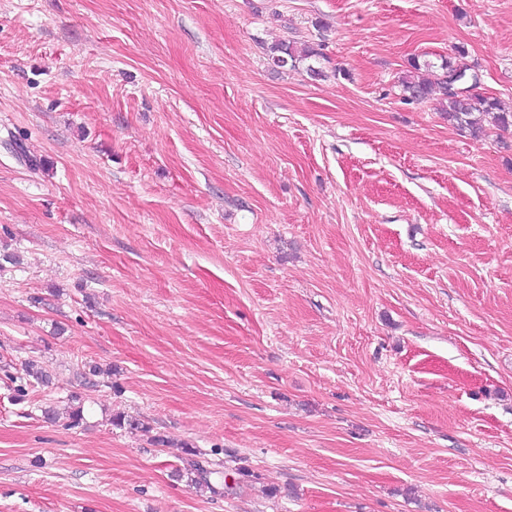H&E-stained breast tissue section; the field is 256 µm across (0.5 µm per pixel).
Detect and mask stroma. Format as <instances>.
<instances>
[{
  "label": "stroma",
  "instance_id": "1",
  "mask_svg": "<svg viewBox=\"0 0 512 512\" xmlns=\"http://www.w3.org/2000/svg\"><path fill=\"white\" fill-rule=\"evenodd\" d=\"M458 46L512 111V0H0V512H512V131L400 87ZM319 52L313 46L304 44L298 48L294 42H281L271 49V60L278 67H286L291 62V66H295L297 60H304L313 56H318Z\"/></svg>",
  "mask_w": 512,
  "mask_h": 512
}]
</instances>
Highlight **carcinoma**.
Returning <instances> with one entry per match:
<instances>
[{
	"mask_svg": "<svg viewBox=\"0 0 512 512\" xmlns=\"http://www.w3.org/2000/svg\"><path fill=\"white\" fill-rule=\"evenodd\" d=\"M317 55L318 50L309 44L299 48L294 44L281 42L271 49V60L278 67H285L290 63L294 65L298 60ZM466 58L465 49L459 48L454 57L442 61L438 66L428 62L421 64L418 59H411V70L401 80L405 99L421 103L428 100L434 89L438 88L446 101L448 122L459 130H467L477 137L484 132L483 117L490 116L498 130L511 131L512 113L503 111L494 98L478 91L477 87L459 93L448 91V74L464 64ZM26 373L37 384L47 386L50 383L49 373L35 361L28 362Z\"/></svg>",
	"mask_w": 512,
	"mask_h": 512,
	"instance_id": "cac0c4a2",
	"label": "carcinoma"
}]
</instances>
